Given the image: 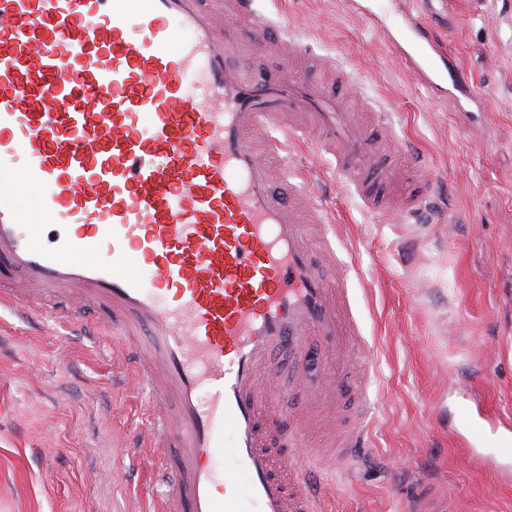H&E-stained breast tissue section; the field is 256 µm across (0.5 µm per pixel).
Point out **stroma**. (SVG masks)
Masks as SVG:
<instances>
[{"label": "stroma", "mask_w": 512, "mask_h": 512, "mask_svg": "<svg viewBox=\"0 0 512 512\" xmlns=\"http://www.w3.org/2000/svg\"><path fill=\"white\" fill-rule=\"evenodd\" d=\"M441 0L424 13L473 82L479 101L457 111L398 63L387 33L402 0L367 24L348 0H256L307 43L309 74L341 64L353 96L387 112L424 153L436 186L425 223L379 221L333 183L332 157L313 159L314 187L342 220L356 257L353 301L375 342V374L361 376L375 413L364 464L331 468L329 512H408L419 475L464 501L465 512H512V472L470 461L453 435L459 390L512 418V0ZM261 397L304 399L286 349ZM111 337L92 325L34 330L0 308V512H152L160 494L147 468H126L125 443L142 431L149 395L116 382Z\"/></svg>", "instance_id": "1"}]
</instances>
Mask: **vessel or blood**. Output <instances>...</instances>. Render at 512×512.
Returning a JSON list of instances; mask_svg holds the SVG:
<instances>
[{"mask_svg":"<svg viewBox=\"0 0 512 512\" xmlns=\"http://www.w3.org/2000/svg\"><path fill=\"white\" fill-rule=\"evenodd\" d=\"M237 0L225 21L204 0H0V307L29 321L110 322L123 367L151 398L132 440L164 492L155 512H325L311 485L316 449L277 474L257 394L288 348L310 400L343 390L348 364L374 363L352 304L350 263L328 277L335 225L298 172L274 185L269 155L296 135L379 218L414 219L431 202L422 154L384 113L358 124L331 91L270 57L245 75L233 61L288 40L287 28ZM399 56L429 83L445 62L407 24ZM60 227L48 239V225ZM454 433L480 455L512 457V421L463 397ZM366 412L334 461L356 465ZM230 454L235 466L215 460ZM419 487L411 512H458Z\"/></svg>","mask_w":512,"mask_h":512,"instance_id":"vessel-or-blood-1","label":"vessel or blood"}]
</instances>
